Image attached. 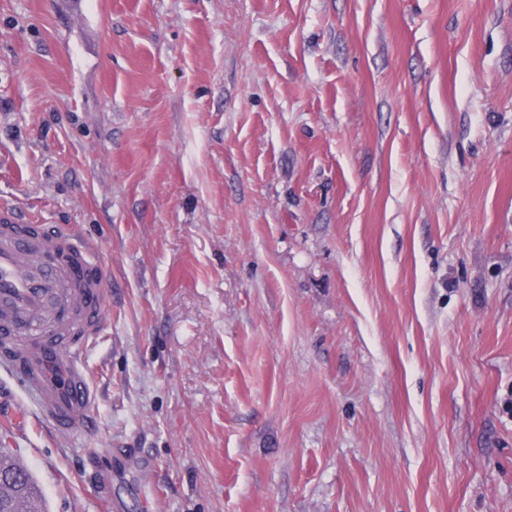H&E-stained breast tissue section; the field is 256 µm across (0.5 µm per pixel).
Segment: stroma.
<instances>
[{
  "label": "stroma",
  "instance_id": "stroma-1",
  "mask_svg": "<svg viewBox=\"0 0 512 512\" xmlns=\"http://www.w3.org/2000/svg\"><path fill=\"white\" fill-rule=\"evenodd\" d=\"M0 205L112 285L48 512H512V0H0Z\"/></svg>",
  "mask_w": 512,
  "mask_h": 512
}]
</instances>
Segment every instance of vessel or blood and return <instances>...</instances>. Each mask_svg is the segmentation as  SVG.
Masks as SVG:
<instances>
[{"instance_id":"b4317fda","label":"vessel or blood","mask_w":512,"mask_h":512,"mask_svg":"<svg viewBox=\"0 0 512 512\" xmlns=\"http://www.w3.org/2000/svg\"><path fill=\"white\" fill-rule=\"evenodd\" d=\"M108 293L93 243L62 225L37 236L0 207V368L58 434L89 427L97 394L84 352L103 328Z\"/></svg>"}]
</instances>
